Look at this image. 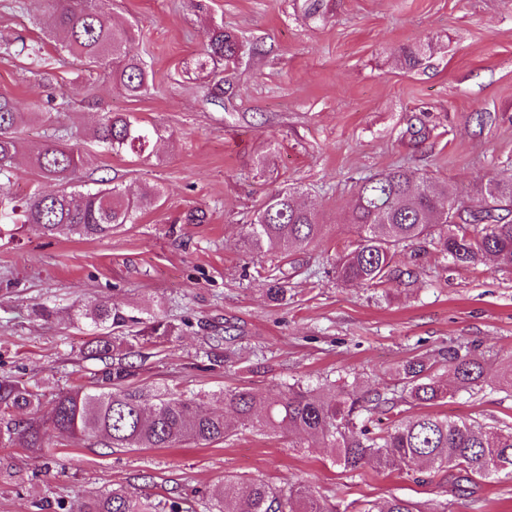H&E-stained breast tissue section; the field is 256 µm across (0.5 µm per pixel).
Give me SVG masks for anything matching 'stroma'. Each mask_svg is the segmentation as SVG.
Here are the masks:
<instances>
[{"label": "stroma", "mask_w": 512, "mask_h": 512, "mask_svg": "<svg viewBox=\"0 0 512 512\" xmlns=\"http://www.w3.org/2000/svg\"><path fill=\"white\" fill-rule=\"evenodd\" d=\"M108 0L107 11L137 22L130 54L149 65L136 97L113 86L106 67L85 68L47 46L35 67L20 39L44 37L48 16L31 18L0 0V96L27 121L23 140L83 131L81 184L111 179L134 192L160 187L157 206L102 239L48 237L28 224L0 239V381L33 387L50 405L59 390L101 388L104 366L80 350L97 328L74 322V305L105 300L155 311L169 335L141 339L136 384L207 397L236 388L270 396L294 382L346 378L356 397L391 385L395 368L422 357L449 375L442 355L475 353L482 391L428 406L431 415L494 427L512 425V269L460 266L433 255L418 282L381 288L336 278V256L352 239L345 218L354 179L410 167L476 195L496 172H512V0ZM260 54L244 53L214 90L195 60L205 16ZM425 47L417 66L402 50ZM78 93L51 121L61 88ZM129 112L163 139L148 156L100 151L91 134L102 113ZM493 114L482 134L474 116ZM298 184L320 211L322 239L288 257H257L242 243L257 204ZM205 210L204 223L185 214ZM281 266L288 299L267 300L259 268ZM45 305L51 317L35 316ZM42 452L0 446V512H58L116 484L153 499L204 498L224 476L275 484L302 480L333 502L383 503L398 496L448 512H512V481L462 482L426 474L343 472L332 449L292 431L247 427L209 445L108 449L47 432Z\"/></svg>", "instance_id": "obj_1"}]
</instances>
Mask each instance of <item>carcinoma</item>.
I'll use <instances>...</instances> for the list:
<instances>
[{
    "instance_id": "carcinoma-1",
    "label": "carcinoma",
    "mask_w": 512,
    "mask_h": 512,
    "mask_svg": "<svg viewBox=\"0 0 512 512\" xmlns=\"http://www.w3.org/2000/svg\"><path fill=\"white\" fill-rule=\"evenodd\" d=\"M34 16L50 13L48 37L61 41L66 54L84 65H105L112 81L131 96L148 87L145 61L128 53L134 24L117 23L99 8L100 0H17ZM240 41L223 23L211 22L207 40L196 60L197 68L239 59ZM25 114L8 97H0V236L9 226L34 224L45 236L104 238L112 229L135 222L153 207L160 190L148 186L132 194L108 181L95 190L78 188L76 174L87 163L77 143L48 139L27 149L19 136ZM162 137L160 129L125 112H108L94 130L95 140L115 155L144 154ZM29 151L39 175L55 181L53 192L35 190L26 199L9 195L16 161ZM298 187H285L258 206L246 225L244 245L257 254H288L323 237L324 224L316 208L299 201ZM354 235L352 247L338 254L336 276L346 284L379 288L405 277L416 282L422 260L434 250L460 265L474 266L485 259L512 268V174L495 175L472 201L456 190L437 187L427 176L397 166L362 177L353 185V206L347 219ZM409 245L406 268L394 265L399 250ZM266 294L279 303L287 298L286 277L267 276ZM72 318L96 326L119 329L141 323V318L109 302L82 304ZM114 336L100 333L90 339L84 357L105 364L106 387L91 391L75 386L60 391L51 407L41 413V394L16 384L0 383V408L28 410L23 423L6 422L0 443L16 441L34 451L43 448V435L53 429L76 441L97 437L107 448H172L183 442L208 445L231 436L234 427L251 426L274 432L282 428L323 440L336 455V464L352 473L367 465L377 472L401 470L407 474L428 470L447 477L457 470L466 478L512 479V430L452 421L430 414H410L386 428L374 425L382 407L433 405L450 389L421 358L399 365L394 375L401 392L375 391L359 399L347 381L312 387L295 382L270 398L250 390H228L216 396L232 411L206 412L200 402L174 392L150 394L134 385L136 366L117 362ZM448 371L458 391H473L484 382L476 355L448 351ZM212 512H335L300 482L273 485L262 478L241 481L234 476L208 493ZM61 512H184L178 498L155 503L122 485L96 493L76 506L58 503ZM344 512H448V505L431 509L424 504L393 497L376 507L350 502Z\"/></svg>"
}]
</instances>
